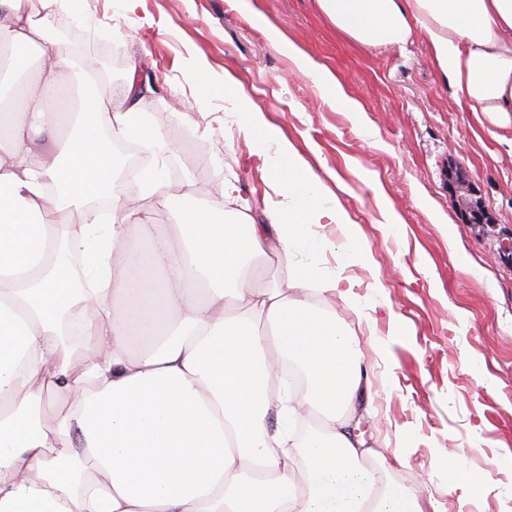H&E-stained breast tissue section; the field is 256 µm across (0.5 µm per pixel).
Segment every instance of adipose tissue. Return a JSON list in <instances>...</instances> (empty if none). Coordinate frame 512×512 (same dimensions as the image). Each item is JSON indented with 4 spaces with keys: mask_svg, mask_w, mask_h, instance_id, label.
Here are the masks:
<instances>
[{
    "mask_svg": "<svg viewBox=\"0 0 512 512\" xmlns=\"http://www.w3.org/2000/svg\"><path fill=\"white\" fill-rule=\"evenodd\" d=\"M336 28L367 45H400L420 34L472 112L512 114V0H317ZM64 0H0V51H37L43 73L92 74L48 46L40 12ZM252 23L288 56L296 74L349 112L363 135L360 104L327 69L260 14ZM218 127L246 126L286 212L254 223L237 186L222 181L206 204L176 211L178 242L144 221L177 195L160 167L143 170L135 195L113 206L117 166L105 127L152 150L172 149L177 130L149 128L107 92L80 112L45 111L38 79L0 108V512H424L373 455L363 427L372 402L360 389L359 338L298 291L317 255L308 234L348 216L310 161L264 113L217 112ZM70 128L57 153L40 134ZM71 219L56 224L48 207ZM233 220L218 224L217 211ZM148 241L140 251L129 230ZM274 250L287 280L253 285V260ZM80 318L82 345L65 333ZM291 359L306 389L284 386ZM64 411L47 419L46 405Z\"/></svg>",
    "mask_w": 512,
    "mask_h": 512,
    "instance_id": "adipose-tissue-1",
    "label": "adipose tissue"
}]
</instances>
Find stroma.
Segmentation results:
<instances>
[{
    "mask_svg": "<svg viewBox=\"0 0 512 512\" xmlns=\"http://www.w3.org/2000/svg\"><path fill=\"white\" fill-rule=\"evenodd\" d=\"M79 4L81 24L61 12L43 16L55 47L67 48L76 27L91 29L82 55L106 68V90L118 99L136 83L148 125L179 129L174 149L141 153V167L162 165L198 202L220 179L234 181L260 224L285 210L248 132L211 122L227 107L229 74L337 194L348 223L310 232L322 244L317 272L339 273L350 288L332 306L313 290L301 297L361 340L378 410L366 426L378 451L367 466H390L426 512H512V258L500 249L512 236V126L460 108L422 38L362 45L316 0H141L133 13L118 0ZM253 10L337 76L372 137L293 76L288 57L252 24ZM201 72L212 82L202 107ZM453 162L492 223L461 222L448 184ZM390 210L400 224H386ZM350 236L362 239L363 255L346 266L340 247Z\"/></svg>",
    "mask_w": 512,
    "mask_h": 512,
    "instance_id": "stroma-1",
    "label": "stroma"
}]
</instances>
